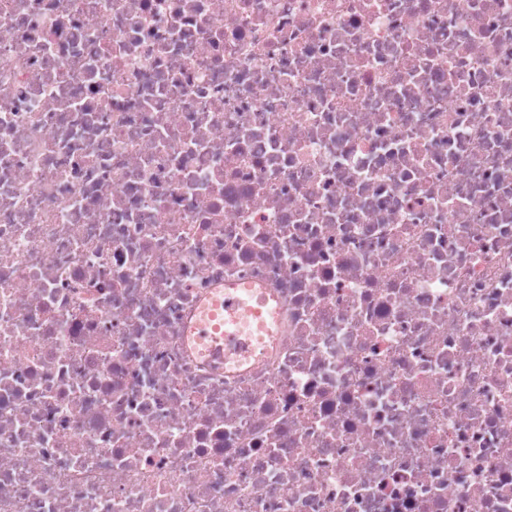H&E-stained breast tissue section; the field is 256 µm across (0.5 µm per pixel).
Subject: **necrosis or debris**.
<instances>
[{
    "label": "necrosis or debris",
    "instance_id": "1",
    "mask_svg": "<svg viewBox=\"0 0 512 512\" xmlns=\"http://www.w3.org/2000/svg\"><path fill=\"white\" fill-rule=\"evenodd\" d=\"M0 512H512V0H0ZM195 334L200 342L205 343L212 355V358L224 360V351L232 352L244 342L240 331L226 330L220 335H214L209 330L208 322H201L196 325Z\"/></svg>",
    "mask_w": 512,
    "mask_h": 512
}]
</instances>
